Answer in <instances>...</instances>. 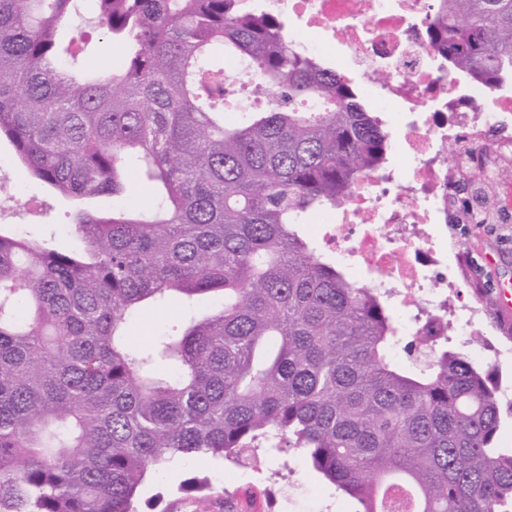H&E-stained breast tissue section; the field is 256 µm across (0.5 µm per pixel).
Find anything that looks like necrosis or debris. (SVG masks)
I'll return each instance as SVG.
<instances>
[{
  "label": "necrosis or debris",
  "instance_id": "necrosis-or-debris-1",
  "mask_svg": "<svg viewBox=\"0 0 512 512\" xmlns=\"http://www.w3.org/2000/svg\"><path fill=\"white\" fill-rule=\"evenodd\" d=\"M261 2L324 30V41L302 47L358 72L362 95L400 130L396 158L359 178L338 205L324 249L393 303L402 335H444L448 251L422 227L449 211L487 223L480 195L461 191L459 180L473 170L481 182L498 180L497 150L512 138V89H487L439 64L425 35L433 0Z\"/></svg>",
  "mask_w": 512,
  "mask_h": 512
}]
</instances>
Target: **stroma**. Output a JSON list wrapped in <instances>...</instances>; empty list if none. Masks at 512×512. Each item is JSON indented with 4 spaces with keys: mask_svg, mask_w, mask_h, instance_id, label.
Listing matches in <instances>:
<instances>
[{
    "mask_svg": "<svg viewBox=\"0 0 512 512\" xmlns=\"http://www.w3.org/2000/svg\"><path fill=\"white\" fill-rule=\"evenodd\" d=\"M93 24L86 14L74 15L63 28L64 38L91 33L84 54L93 56L108 69L122 65L117 46L105 45L93 36ZM1 190L13 199L10 211L0 214V227H21L33 239L50 238L62 249L71 248V205L50 195L16 164L9 145H0ZM44 202L43 208L28 213L31 198ZM428 232L446 237L448 247L463 252L464 266L449 265L450 306L462 310L478 304L479 316L472 336L448 331L449 349L462 353L474 366L494 370L499 381L501 429L497 442L503 451L512 450V311L503 312L497 291L512 290V220L498 224H431ZM183 308L179 303L148 305L131 320L133 344L179 329ZM253 469L211 456L178 458L151 468L139 494L141 512H359V503L336 488L307 464L301 449L280 443L271 449L261 443L254 452ZM206 480L202 491L187 490L191 478Z\"/></svg>",
    "mask_w": 512,
    "mask_h": 512,
    "instance_id": "obj_1",
    "label": "stroma"
}]
</instances>
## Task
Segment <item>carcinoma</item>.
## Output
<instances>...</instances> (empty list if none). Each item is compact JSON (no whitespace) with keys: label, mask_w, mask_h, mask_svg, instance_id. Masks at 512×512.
I'll return each mask as SVG.
<instances>
[{"label":"carcinoma","mask_w":512,"mask_h":512,"mask_svg":"<svg viewBox=\"0 0 512 512\" xmlns=\"http://www.w3.org/2000/svg\"><path fill=\"white\" fill-rule=\"evenodd\" d=\"M77 2L0 0V143L76 203L82 242L0 229V512H139L151 467L278 437L361 512H512L494 372L397 335L387 301L298 231L388 152L355 82L242 0H91L125 61L77 70L58 37ZM435 6L449 69L512 76V0ZM232 58L257 104L229 124ZM143 178L155 209L88 207ZM203 294L212 313L128 343L142 303ZM395 346L432 359L406 367Z\"/></svg>","instance_id":"1"}]
</instances>
